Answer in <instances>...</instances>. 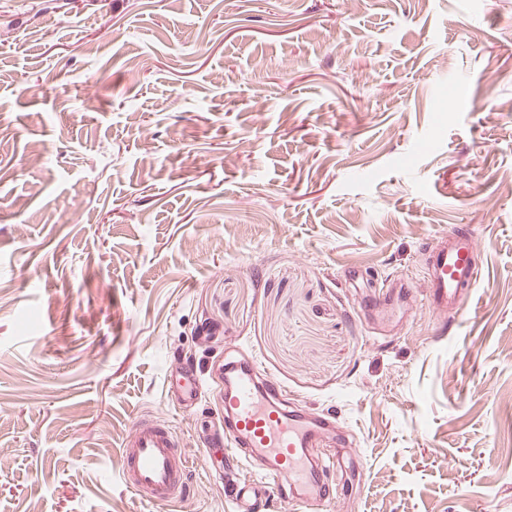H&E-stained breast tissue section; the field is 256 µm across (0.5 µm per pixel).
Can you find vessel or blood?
<instances>
[{
    "label": "vessel or blood",
    "instance_id": "obj_1",
    "mask_svg": "<svg viewBox=\"0 0 512 512\" xmlns=\"http://www.w3.org/2000/svg\"><path fill=\"white\" fill-rule=\"evenodd\" d=\"M476 240L461 227L440 237L431 248L430 308L463 311L479 280L474 259ZM204 381L191 363H183L178 380L167 388L173 404L191 408L201 402ZM328 415H311L289 398L287 390L264 374L256 359L224 362V424L210 429V444L223 449L228 469L246 467L250 481L235 489V512H264L272 503L316 512L332 500L329 478L336 466L314 448L334 431ZM169 425L141 418L121 450L126 484L148 501L168 504L185 491L189 463Z\"/></svg>",
    "mask_w": 512,
    "mask_h": 512
}]
</instances>
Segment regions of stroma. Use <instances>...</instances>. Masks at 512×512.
<instances>
[{"mask_svg": "<svg viewBox=\"0 0 512 512\" xmlns=\"http://www.w3.org/2000/svg\"><path fill=\"white\" fill-rule=\"evenodd\" d=\"M227 351L335 417L320 512H512V0H0V512H230ZM143 417L177 502L121 479ZM431 248L432 288L426 297L432 309L447 308L461 312L479 281V268L474 259L476 240L467 231L455 226L439 238ZM179 369V379L167 387V396L174 406L194 407L202 400L204 380L189 362L183 363ZM169 425L141 418L121 449L126 484L148 501L168 504L185 491L189 463Z\"/></svg>", "mask_w": 512, "mask_h": 512, "instance_id": "1", "label": "stroma"}]
</instances>
